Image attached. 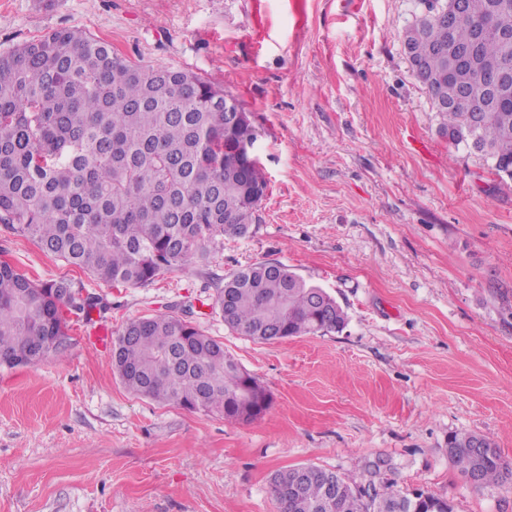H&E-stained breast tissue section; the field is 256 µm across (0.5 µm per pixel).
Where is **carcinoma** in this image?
Listing matches in <instances>:
<instances>
[{
  "label": "carcinoma",
  "mask_w": 512,
  "mask_h": 512,
  "mask_svg": "<svg viewBox=\"0 0 512 512\" xmlns=\"http://www.w3.org/2000/svg\"><path fill=\"white\" fill-rule=\"evenodd\" d=\"M463 2L455 26L421 9L403 34L424 66L440 132L512 179V100L492 99L486 67L512 68V0ZM223 89L192 72L141 66L99 37L59 28L0 54V226L110 287L149 283L206 253L217 236L242 238L256 223L268 180L238 155L254 138L215 101ZM250 264L216 290L224 324L259 343L341 331L343 308L288 266ZM325 301L313 302L316 295ZM100 299L67 281H36L0 262V366L31 365L36 342L56 351L71 318L92 321ZM112 369L131 393L230 422L265 413L270 396L224 349L174 314L129 321L112 339ZM492 449L478 453L473 441ZM448 457L476 487L512 484V461L485 435H454ZM370 499L315 466L271 478L277 512H453L448 498L376 485Z\"/></svg>",
  "instance_id": "obj_1"
}]
</instances>
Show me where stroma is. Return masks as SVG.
<instances>
[{
	"mask_svg": "<svg viewBox=\"0 0 512 512\" xmlns=\"http://www.w3.org/2000/svg\"><path fill=\"white\" fill-rule=\"evenodd\" d=\"M417 0H0V53L76 27L135 63L191 71L251 112L268 192L251 233L112 288L0 228V260L103 303L41 361L0 367V512H277L270 480L313 464L456 512H512L448 439L512 460V181L439 131L402 33ZM279 262L342 306V331L257 343L216 283ZM172 313L224 344L271 406L227 422L138 397L112 369L130 320Z\"/></svg>",
	"mask_w": 512,
	"mask_h": 512,
	"instance_id": "stroma-1",
	"label": "stroma"
}]
</instances>
